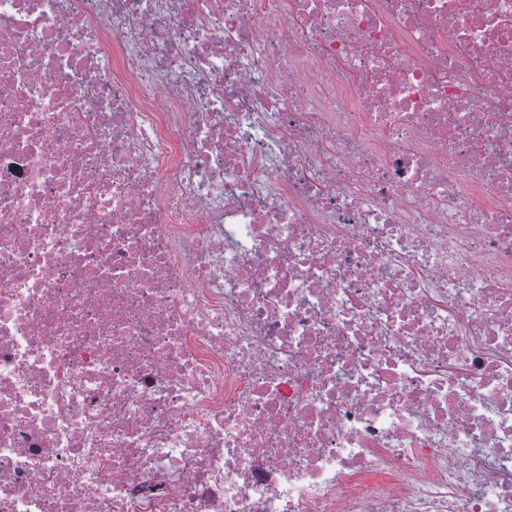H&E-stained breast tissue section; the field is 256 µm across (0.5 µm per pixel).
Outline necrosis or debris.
<instances>
[{
    "label": "necrosis or debris",
    "instance_id": "4bbe7bcc",
    "mask_svg": "<svg viewBox=\"0 0 512 512\" xmlns=\"http://www.w3.org/2000/svg\"><path fill=\"white\" fill-rule=\"evenodd\" d=\"M0 512H512V0H0Z\"/></svg>",
    "mask_w": 512,
    "mask_h": 512
}]
</instances>
